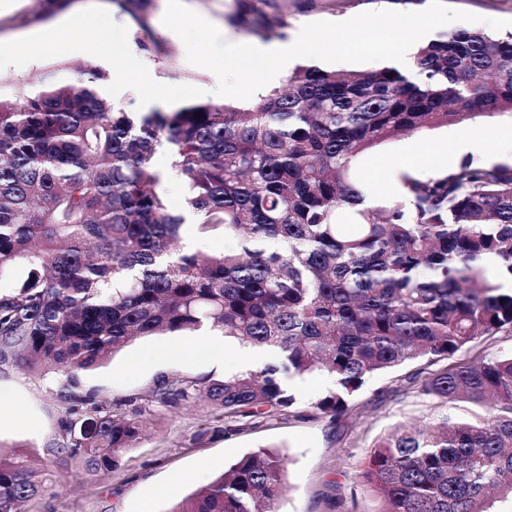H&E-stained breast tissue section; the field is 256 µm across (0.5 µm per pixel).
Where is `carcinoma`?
Listing matches in <instances>:
<instances>
[{
  "label": "carcinoma",
  "mask_w": 512,
  "mask_h": 512,
  "mask_svg": "<svg viewBox=\"0 0 512 512\" xmlns=\"http://www.w3.org/2000/svg\"><path fill=\"white\" fill-rule=\"evenodd\" d=\"M119 2L146 28L144 0ZM246 13L259 34L289 26L252 3ZM414 66L302 65L258 108L175 112L117 109L97 91L109 74L80 67L75 85L46 75L20 106H0V276L28 269L0 298V363L66 374L62 443L49 449L58 470L112 473L146 412L198 394L223 414L197 437L226 435L293 408L285 378L322 373L332 386L312 409L336 420L376 375L512 335V167L465 158L444 177L403 172L380 209L358 208L353 177L358 155L401 135L512 117V33L450 31L419 46ZM161 149L197 232L222 229L224 251H176L185 217L156 190ZM205 324L282 365L204 386L174 373L136 405L76 392L78 372L131 338ZM422 392L482 413L381 437L358 472L376 512L512 501V354L435 370ZM286 465L251 452L170 512H275ZM47 488L24 454L0 452V512Z\"/></svg>",
  "instance_id": "1"
}]
</instances>
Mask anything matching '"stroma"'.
<instances>
[{
	"label": "stroma",
	"instance_id": "stroma-1",
	"mask_svg": "<svg viewBox=\"0 0 512 512\" xmlns=\"http://www.w3.org/2000/svg\"><path fill=\"white\" fill-rule=\"evenodd\" d=\"M185 4L224 27L233 38L253 40V33L236 21L240 0H185ZM166 6L167 0H151L146 11L150 36L164 47L163 56L154 64L158 76L170 85L211 86L214 73L188 63L182 40L166 32L162 23ZM384 7L383 0H273L267 11L287 15L289 27L284 36L289 39L304 24L349 19ZM90 64V59L62 41L55 51L24 69L1 66L0 102H22L48 73L64 83L75 82L76 66ZM477 128L485 138L474 161L512 167V119L486 117ZM468 134L467 128L448 125L398 137L359 155L355 177L366 184L378 204H385L404 166L426 161L428 152L440 150V165L455 168L460 159L446 147ZM209 348V342L197 333L139 337L103 366L79 373L78 389L95 392L109 404L135 398L174 373L212 382L241 371L232 353L225 355L223 364L211 363ZM421 367L417 361L375 376L357 397L355 411L338 420L311 409L331 384L320 373L289 379L297 403L277 420L225 436L197 438V431L217 415L204 401L154 408L143 439L122 455L111 475L101 476L58 471L49 453L60 435L64 374L0 365V451L25 453L34 465L55 474L48 491L24 504V512H169L243 455L271 446L289 460L287 491L276 512H375L376 501L357 477L361 462L389 430L432 419L438 413L420 383L407 379Z\"/></svg>",
	"mask_w": 512,
	"mask_h": 512
}]
</instances>
